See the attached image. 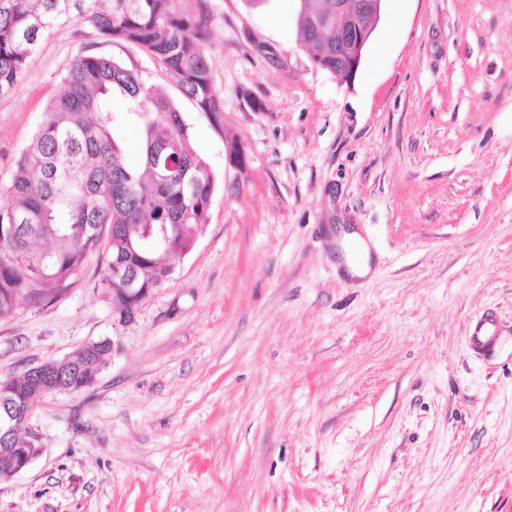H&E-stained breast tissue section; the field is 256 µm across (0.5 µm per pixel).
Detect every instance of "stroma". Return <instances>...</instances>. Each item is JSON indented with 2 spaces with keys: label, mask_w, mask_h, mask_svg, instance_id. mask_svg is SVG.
<instances>
[{
  "label": "stroma",
  "mask_w": 512,
  "mask_h": 512,
  "mask_svg": "<svg viewBox=\"0 0 512 512\" xmlns=\"http://www.w3.org/2000/svg\"><path fill=\"white\" fill-rule=\"evenodd\" d=\"M176 6L206 28L220 121L77 16L0 97V187L80 52L162 89L215 179L132 321L102 251L0 318L2 380L114 342L91 389L36 399L43 450L0 512H512V0H384L349 84L313 68L299 0ZM487 312L501 339L481 356ZM353 243L356 246L352 254H347V265L350 271L357 276H365L369 272L368 249L362 239L353 234ZM498 335V327L492 319L479 320L470 336L471 349L478 353L491 352L496 345Z\"/></svg>",
  "instance_id": "stroma-1"
}]
</instances>
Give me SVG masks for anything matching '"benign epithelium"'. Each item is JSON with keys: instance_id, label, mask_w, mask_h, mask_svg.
<instances>
[{"instance_id": "7a95c632", "label": "benign epithelium", "mask_w": 512, "mask_h": 512, "mask_svg": "<svg viewBox=\"0 0 512 512\" xmlns=\"http://www.w3.org/2000/svg\"><path fill=\"white\" fill-rule=\"evenodd\" d=\"M382 8V0H336L335 9L325 15H317L305 31L304 44L312 48L311 64L322 69L325 62L334 59L341 69L344 82L351 83L365 59L366 46L375 30ZM333 28L331 40L324 39V32ZM117 253L112 255V306L120 320H132L141 304L151 292L161 286L172 274L173 267L163 266L156 270L153 280L139 278V267L132 262L134 250L119 239H112ZM104 364L90 357L74 364L67 356L58 362L52 372L44 367L30 368L26 379L41 397L48 392H71L72 378L79 371H86L91 383H96ZM34 401L15 395L10 385L0 386V454L11 459L10 468L0 472V483L10 481L25 470L42 452L39 436L29 433L21 436L23 427L33 410Z\"/></svg>"}]
</instances>
